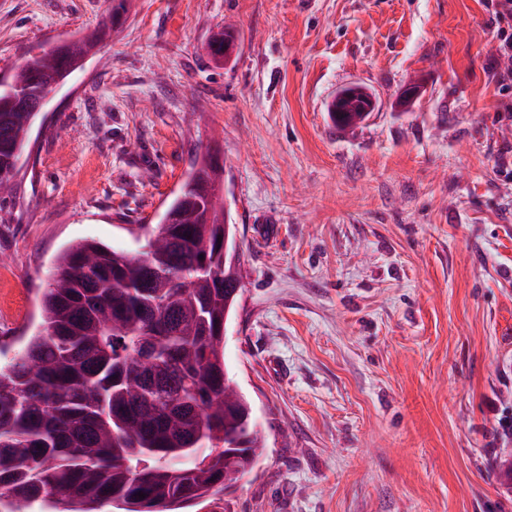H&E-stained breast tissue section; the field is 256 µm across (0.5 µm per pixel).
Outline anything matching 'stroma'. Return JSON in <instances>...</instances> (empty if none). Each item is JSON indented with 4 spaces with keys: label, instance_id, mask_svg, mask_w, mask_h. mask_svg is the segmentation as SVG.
Segmentation results:
<instances>
[{
    "label": "stroma",
    "instance_id": "35a3bbf8",
    "mask_svg": "<svg viewBox=\"0 0 512 512\" xmlns=\"http://www.w3.org/2000/svg\"><path fill=\"white\" fill-rule=\"evenodd\" d=\"M103 25L0 197V364L59 253L140 250L213 150L243 255L224 358L266 448L188 512H512V60L486 0H130L117 24L0 0V71ZM350 83L374 109L341 130Z\"/></svg>",
    "mask_w": 512,
    "mask_h": 512
}]
</instances>
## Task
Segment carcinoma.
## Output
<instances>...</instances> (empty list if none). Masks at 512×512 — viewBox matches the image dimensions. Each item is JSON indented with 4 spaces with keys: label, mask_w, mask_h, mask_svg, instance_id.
<instances>
[{
    "label": "carcinoma",
    "mask_w": 512,
    "mask_h": 512,
    "mask_svg": "<svg viewBox=\"0 0 512 512\" xmlns=\"http://www.w3.org/2000/svg\"><path fill=\"white\" fill-rule=\"evenodd\" d=\"M101 39L85 34L27 56L0 87V195L11 191L36 96L81 67ZM354 94L355 125L365 115ZM224 165L197 157L174 193L169 222L131 254L94 241L64 249L40 299L41 324L0 365V505L29 512H181L252 469L261 432L233 389L224 315L240 274L224 264L235 225L213 197ZM145 494L141 499L138 493Z\"/></svg>",
    "instance_id": "obj_1"
}]
</instances>
